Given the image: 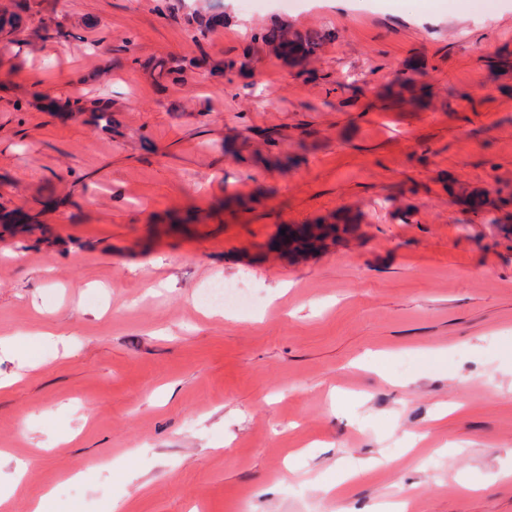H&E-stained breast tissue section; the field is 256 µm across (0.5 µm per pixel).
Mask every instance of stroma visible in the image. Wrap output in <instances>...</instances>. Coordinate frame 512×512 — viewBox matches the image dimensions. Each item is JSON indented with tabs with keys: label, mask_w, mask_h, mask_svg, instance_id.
<instances>
[{
	"label": "stroma",
	"mask_w": 512,
	"mask_h": 512,
	"mask_svg": "<svg viewBox=\"0 0 512 512\" xmlns=\"http://www.w3.org/2000/svg\"><path fill=\"white\" fill-rule=\"evenodd\" d=\"M160 4L41 0L28 40H0V206L39 216L0 228V342L22 350L0 355V453L28 464L9 512L46 493L49 512H512V203L499 227L447 191L512 195V0ZM218 4L194 41L186 14ZM44 17L73 40L42 41ZM274 23L332 31L316 78L268 54L216 70ZM184 55L183 85L141 66ZM413 64L424 106L388 93ZM21 69L57 74L49 97L108 93L111 130L51 112ZM265 131L294 165L225 157ZM342 209L358 239L264 252ZM217 281L257 307H200Z\"/></svg>",
	"instance_id": "1"
}]
</instances>
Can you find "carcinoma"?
Wrapping results in <instances>:
<instances>
[{
    "label": "carcinoma",
    "mask_w": 512,
    "mask_h": 512,
    "mask_svg": "<svg viewBox=\"0 0 512 512\" xmlns=\"http://www.w3.org/2000/svg\"><path fill=\"white\" fill-rule=\"evenodd\" d=\"M40 12L39 0H16L14 9L0 10V36H15L21 31L22 14ZM331 33L325 29H311L307 31L294 30L287 25L274 24L251 35L252 48L238 60L225 59L218 69L224 73L250 74L253 71L252 59L262 51L274 56L283 64L295 70L299 77L314 75L313 65L319 59L323 47L330 40ZM195 58L166 57L152 58L142 62V66L156 72L157 77L168 80L174 84H183L187 73L197 67ZM422 71L417 67H410L399 73L395 79L397 94L400 100L407 104L423 102L421 91L422 83L419 76ZM53 110L69 115H89L92 124L103 130H112V101L100 97L65 96L52 102ZM458 201L466 208L477 213L482 210L493 214L488 219L490 224H501L500 218L494 213L507 204V200L491 199L484 191L464 188L456 192ZM38 215L8 211L0 213V224H37ZM361 223V213L351 210H342L332 217V221L318 219L312 224H304L297 229L285 230V235L272 244L275 251L288 250L290 252L313 250L322 247L327 240L334 242L342 240L347 235L356 232Z\"/></svg>",
    "instance_id": "1"
}]
</instances>
